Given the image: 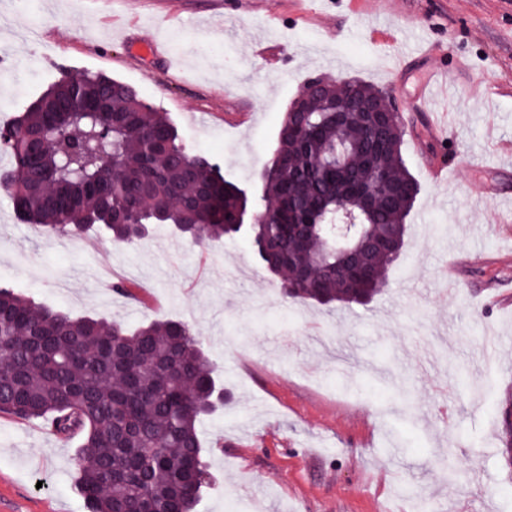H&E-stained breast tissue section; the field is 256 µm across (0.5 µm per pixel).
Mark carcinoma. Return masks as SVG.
<instances>
[{
  "mask_svg": "<svg viewBox=\"0 0 512 512\" xmlns=\"http://www.w3.org/2000/svg\"><path fill=\"white\" fill-rule=\"evenodd\" d=\"M305 111L288 108L272 157L248 194L207 156L191 151L165 112L129 85L89 74L60 78L0 131L12 164L0 191L46 237L89 231L135 248L140 224L200 226L198 247L246 235L297 304L350 307L388 284L409 235L420 185L404 156L401 116L378 125L387 93L324 76L304 83ZM104 130L112 165L77 172L60 155L36 154L75 125ZM354 210L360 233L338 245L326 230ZM221 380L189 323L135 327L44 306L0 285V415L43 419L61 440L81 438L73 483L86 512H195L211 474L198 425L215 414Z\"/></svg>",
  "mask_w": 512,
  "mask_h": 512,
  "instance_id": "obj_1",
  "label": "carcinoma"
}]
</instances>
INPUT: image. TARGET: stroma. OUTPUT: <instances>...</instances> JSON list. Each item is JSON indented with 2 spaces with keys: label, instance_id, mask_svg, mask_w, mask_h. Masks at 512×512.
Instances as JSON below:
<instances>
[{
  "label": "stroma",
  "instance_id": "stroma-1",
  "mask_svg": "<svg viewBox=\"0 0 512 512\" xmlns=\"http://www.w3.org/2000/svg\"><path fill=\"white\" fill-rule=\"evenodd\" d=\"M138 25L119 34L96 0H0V127L64 72L104 73L169 113L190 149L229 177L254 180L290 101L309 77L356 78L416 94L440 72L448 135L406 120L404 158L421 192L405 252L372 303L284 302L247 241L199 248L153 225L138 248L43 238L0 192V283L37 302L129 324H193L224 380L226 405L200 435L217 483L196 512H512L501 409L512 397V0H112ZM282 22L288 63L257 54ZM424 27H410L413 17ZM163 39L179 67L142 54ZM423 42L449 54L392 57ZM460 102L448 105L449 89ZM228 113L242 114L235 126ZM447 165L434 185L428 166ZM490 188L497 206L476 205ZM122 270L126 293L87 270ZM494 336L493 346L472 332ZM79 439L44 421L0 416V512H84L72 475Z\"/></svg>",
  "mask_w": 512,
  "mask_h": 512
}]
</instances>
